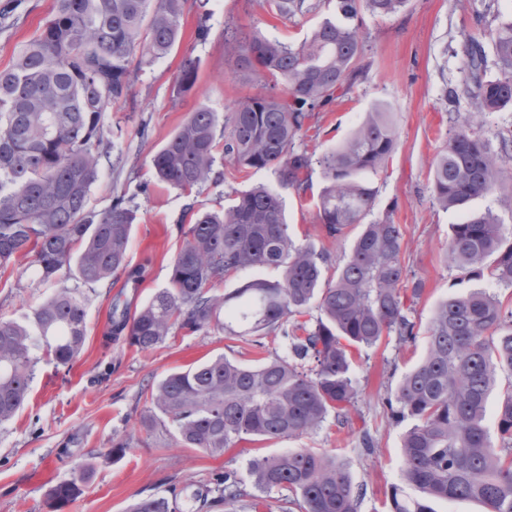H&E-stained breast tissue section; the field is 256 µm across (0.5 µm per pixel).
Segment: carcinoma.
Instances as JSON below:
<instances>
[{"label": "carcinoma", "instance_id": "carcinoma-1", "mask_svg": "<svg viewBox=\"0 0 512 512\" xmlns=\"http://www.w3.org/2000/svg\"><path fill=\"white\" fill-rule=\"evenodd\" d=\"M406 2L336 0V16L298 45L224 29L225 54L266 92L242 99L223 117L207 105L195 108L152 156L154 178L184 193L198 190L218 179L221 147L235 172L271 168L282 185L305 193L316 164L325 180L317 195L323 236L335 241L352 226L361 230L335 264L330 252L295 243L282 197L265 185L234 192L219 209L193 212L168 285L133 312L113 303L105 342L125 332L145 352L175 328L217 327L231 339L254 336L260 348L259 337L278 330L283 348L255 365L221 354L168 373L145 389L157 410L147 430L160 426L183 448L221 455L250 437L314 432L332 413L342 425L358 394L355 352L392 336L400 347L416 342L409 304L423 288L409 278L403 229L389 216L369 219L370 177L396 147L390 113L374 105L343 142L318 157L300 145L315 112L365 72L364 14L389 17ZM267 3L273 16L286 20L317 8L308 0ZM187 7L188 0H55L52 18L0 70V268L30 256L40 282L65 272L88 285L127 268L136 212L123 196L104 210L89 207L103 163H111L103 116L127 98L135 55L159 58L180 40ZM489 36L497 75L487 76L490 55L470 36L461 84L474 111L485 114L512 103V17ZM199 70V59L183 61L178 93L195 88ZM279 84L290 101L274 93ZM511 160L512 140L501 139L495 149L468 119L456 121L430 169L435 203L462 208L490 192ZM448 255L469 274L512 286V238L490 212L450 225ZM248 268H274L281 276L213 293L217 283ZM313 306L319 317L296 320ZM86 317L80 289L60 288L24 321H0V425L27 402L36 351L63 367L76 359ZM498 382L494 437L486 414ZM387 404L393 416L413 421L403 439L402 474L424 494L406 500L393 491L391 512H433L430 500H475L487 512H512V308L483 287L441 300L427 329L425 357ZM90 471L87 465L49 490L51 512L82 493ZM248 471L247 484L232 472L214 474L218 496L194 492L187 511L176 495H152L129 512H203L216 502L257 512L262 495L275 489L291 493L288 506L296 512H358L359 486L340 461L314 448L254 458Z\"/></svg>", "mask_w": 512, "mask_h": 512}]
</instances>
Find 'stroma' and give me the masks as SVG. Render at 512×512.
Wrapping results in <instances>:
<instances>
[{
    "label": "stroma",
    "instance_id": "obj_1",
    "mask_svg": "<svg viewBox=\"0 0 512 512\" xmlns=\"http://www.w3.org/2000/svg\"><path fill=\"white\" fill-rule=\"evenodd\" d=\"M53 8L54 0H0V70L12 64ZM335 14V0H321L315 11L292 21L272 17L264 0H197L181 20V39L172 51L141 64L127 99L105 113L104 125L112 132V163L102 168L89 206L103 210L122 195L136 209L138 222L127 264L146 268L137 302L167 286L189 207H222L235 188L263 184L280 191L296 243H313L338 259L348 253L357 228H349L335 242L322 238L311 193L281 188L271 170L209 183L185 195L157 183L150 168L152 154L196 107L204 104L223 114L257 93V84L237 76L232 59L224 55L225 27L251 29L268 39L297 44ZM202 20L211 32L200 43L195 32ZM365 22V72L347 94L316 113L303 144L323 153L342 142L374 104L387 105L398 146L374 178L372 216H388L401 225L409 274L423 283L424 291L412 305L420 331L415 344L401 349L389 340L361 349L354 363L359 393L348 424L338 425L330 416L318 430L301 437H256L212 456L180 447L165 432L144 429L143 421L152 413L145 387L171 371L219 354L244 362L256 359V349L214 328L196 333L173 330L164 344L147 352L123 337L104 346L113 292L125 277L116 272L111 285L81 287L87 299V336L78 357L63 367L38 355L24 408L0 425V512H48L50 487L71 479L86 462L94 463V472L81 496L62 512H128L140 498L195 490L219 471L247 478L251 459L295 448H319L342 461L363 490L358 512H389L395 491L404 498H419L418 489L401 473L403 436L412 422L392 417L386 397L423 358L424 333L438 302L472 286L446 258L449 226L464 210L435 204L430 167L459 113H470L474 127L491 140L512 138V105L484 115L470 112L468 103L456 105L448 99L449 88L461 83L467 37H483L490 28L489 23L477 22L469 0H407L398 15L369 16ZM188 55L199 58L202 69L195 90L181 96L176 79ZM75 286V280L66 276L38 282L29 259L18 258L0 269V320L22 319L56 289ZM366 434L374 443L369 453L361 444ZM117 440L125 441L126 448L114 456L110 450Z\"/></svg>",
    "mask_w": 512,
    "mask_h": 512
}]
</instances>
